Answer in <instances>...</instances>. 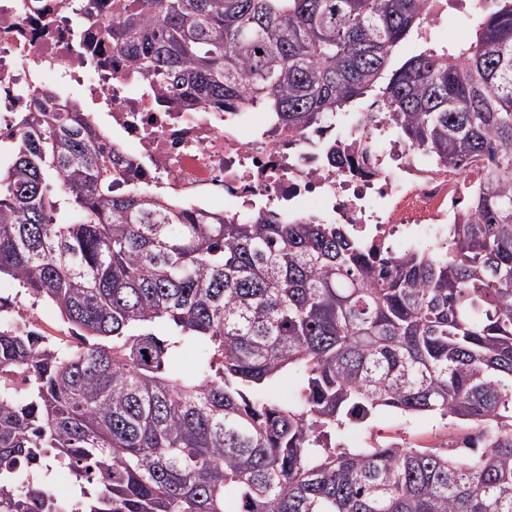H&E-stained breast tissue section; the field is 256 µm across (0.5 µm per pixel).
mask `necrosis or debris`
Segmentation results:
<instances>
[{
    "label": "necrosis or debris",
    "mask_w": 512,
    "mask_h": 512,
    "mask_svg": "<svg viewBox=\"0 0 512 512\" xmlns=\"http://www.w3.org/2000/svg\"><path fill=\"white\" fill-rule=\"evenodd\" d=\"M101 112L105 147L124 161L123 188L153 190L188 211L238 220L321 213L399 254L444 246L469 179L408 162L393 128L351 123L299 134L270 113L187 112L157 105L129 58L95 32L76 33L68 0H0V136L17 135L42 89L72 87ZM342 136V164L326 145Z\"/></svg>",
    "instance_id": "1"
}]
</instances>
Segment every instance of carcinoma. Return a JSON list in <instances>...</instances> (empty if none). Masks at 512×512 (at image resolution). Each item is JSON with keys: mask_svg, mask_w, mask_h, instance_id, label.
I'll return each instance as SVG.
<instances>
[{"mask_svg": "<svg viewBox=\"0 0 512 512\" xmlns=\"http://www.w3.org/2000/svg\"><path fill=\"white\" fill-rule=\"evenodd\" d=\"M471 2L472 38L445 45L426 23L441 0L83 12L162 103L295 131L354 112L477 179L448 246L391 256L346 224L124 193L96 123L44 97L0 177V276L74 342L0 329V512H512V0ZM290 371L299 392L273 397ZM383 408L463 423L472 447L342 446Z\"/></svg>", "mask_w": 512, "mask_h": 512, "instance_id": "cac0c4a2", "label": "carcinoma"}]
</instances>
